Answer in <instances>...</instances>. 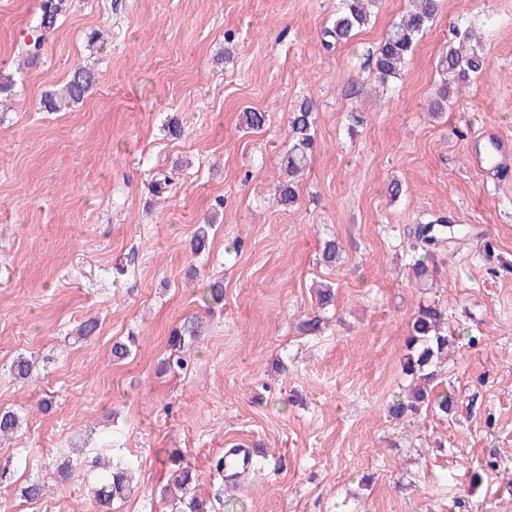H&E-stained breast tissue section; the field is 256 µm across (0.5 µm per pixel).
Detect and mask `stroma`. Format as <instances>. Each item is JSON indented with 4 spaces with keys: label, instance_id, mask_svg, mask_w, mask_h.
<instances>
[{
    "label": "stroma",
    "instance_id": "stroma-1",
    "mask_svg": "<svg viewBox=\"0 0 512 512\" xmlns=\"http://www.w3.org/2000/svg\"><path fill=\"white\" fill-rule=\"evenodd\" d=\"M40 3L0 0V76L14 82L0 114V410L24 418L0 450L10 512H96L85 477L57 478L79 447L133 469L137 489L112 512H171L159 491L175 453L211 512H512V162L484 173L469 153L478 139L512 140V0H442L385 85L374 53L407 0H381L332 49L322 32L340 0H68L26 66L17 39ZM457 23L477 31L490 65L433 115ZM85 61L91 95L42 108ZM306 98L316 148L284 206L288 114ZM247 110L266 113L263 129L240 128ZM160 170L176 195L151 194ZM212 213L210 250L192 254L193 227ZM441 215L480 235L436 252L423 287L407 233ZM330 238L341 258L328 268ZM217 280L224 301L210 307ZM317 282L333 285V307L319 309ZM433 300L455 338L435 389L456 406L395 419L410 323ZM316 315L320 330L304 332ZM190 317L205 332L184 368H166L170 334ZM91 318L98 330L78 339ZM129 336L136 352L113 363ZM21 354L36 359L23 383L10 374ZM238 447L256 464L232 498L216 463ZM32 475L46 483L36 502L20 495Z\"/></svg>",
    "mask_w": 512,
    "mask_h": 512
}]
</instances>
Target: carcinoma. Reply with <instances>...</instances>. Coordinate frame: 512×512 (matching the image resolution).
Returning a JSON list of instances; mask_svg holds the SVG:
<instances>
[{
	"mask_svg": "<svg viewBox=\"0 0 512 512\" xmlns=\"http://www.w3.org/2000/svg\"><path fill=\"white\" fill-rule=\"evenodd\" d=\"M67 0H42L38 23L29 31V39L19 46L25 54L26 63L39 58V51L56 30L58 17L62 14ZM379 5V0H341V12L332 26L325 28L324 45L332 49L335 45L346 43L355 32L368 26L371 21L372 8ZM439 0H408L406 12L388 28L380 42L375 70L378 79L386 83L399 74L412 54L419 37L437 15ZM488 66V59L478 46L476 32L470 28L457 25L449 29L448 42L438 58L437 71L441 86L437 97L432 101L430 110L441 112L448 102V87L460 81L466 83ZM95 82V73L88 65L75 68L72 76L60 91L43 100V106L51 111H58L84 98ZM314 102L305 99L298 108L290 113L288 119L289 146L282 158V164L288 173L290 182L280 186L279 202L292 204L296 201V190L291 179L305 170L315 145ZM214 227L212 217L196 225L191 234V252L195 255L209 248V235ZM457 232V228L445 223L442 218L435 224H420L414 232L410 247L414 253L413 271L415 277L425 281L429 277L426 259L433 255V248L445 242L448 236ZM197 324L193 320L185 321L173 330L170 345L173 360L166 365L182 367L184 358L181 353L188 344L196 339ZM408 354L404 363L407 375L419 380L431 381L437 376L436 366L448 353V329L445 326L444 311L435 304L422 306L412 320L410 335L407 338ZM33 364L24 355L18 356L10 366L11 375L19 380L30 378ZM435 406L438 411L448 414L454 409V401L448 396L435 399L421 386L414 387L406 397L392 401V416L403 418L417 414L422 407ZM21 429V418L13 411H0V440L12 438ZM174 487L189 493L195 484L196 475L184 466L182 458L171 461ZM89 471L95 473L91 486L93 501L100 512H109L112 501L124 497L130 489L132 479L130 469L117 465L110 470H99V458L86 462Z\"/></svg>",
	"mask_w": 512,
	"mask_h": 512,
	"instance_id": "carcinoma-1",
	"label": "carcinoma"
}]
</instances>
